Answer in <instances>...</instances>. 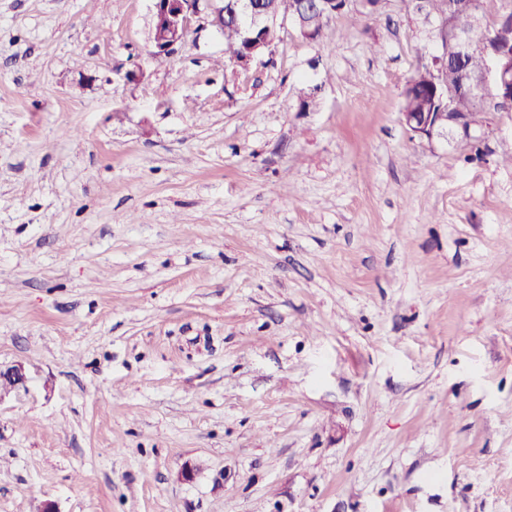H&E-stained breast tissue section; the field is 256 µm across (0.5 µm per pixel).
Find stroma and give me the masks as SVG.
Here are the masks:
<instances>
[{"instance_id": "stroma-1", "label": "stroma", "mask_w": 512, "mask_h": 512, "mask_svg": "<svg viewBox=\"0 0 512 512\" xmlns=\"http://www.w3.org/2000/svg\"><path fill=\"white\" fill-rule=\"evenodd\" d=\"M151 7L0 0V512H512V108L412 136L402 0L245 67Z\"/></svg>"}]
</instances>
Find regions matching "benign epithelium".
Segmentation results:
<instances>
[{
  "instance_id": "benign-epithelium-1",
  "label": "benign epithelium",
  "mask_w": 512,
  "mask_h": 512,
  "mask_svg": "<svg viewBox=\"0 0 512 512\" xmlns=\"http://www.w3.org/2000/svg\"><path fill=\"white\" fill-rule=\"evenodd\" d=\"M152 18L158 20L157 31L151 37L154 48L153 55L161 57L170 54L177 45L181 44L190 32L192 22L200 14L201 0H151ZM348 6L351 0H316L314 9L308 8V2L301 0L303 8L290 15L295 31L303 39L313 42V32L307 28V14L316 11L321 17L330 19L333 15L342 11L339 3ZM446 17L452 18L460 14L468 16L470 27L461 28L455 23L448 24V39L455 45L456 58L462 59L475 49L474 37L470 30L477 28L484 31V48H490V44L497 40L501 27L512 22L507 15H497L493 22H486L483 3L481 0H446ZM215 22L219 25L232 20L243 22L241 27L245 49L242 56L235 63L246 66L261 58L264 54V32L277 26L279 17L271 10V7L260 8L256 0H230L229 6L217 7L213 11ZM492 91L505 102L512 101V66L501 63L500 52L486 55V67L478 75V79L472 82L462 83V92L467 95ZM402 121L409 132L420 139L428 141L437 136L451 137L455 134L464 139L475 138L472 128L464 121L458 120L455 125L439 127L432 123L431 117L419 113L404 112Z\"/></svg>"
}]
</instances>
